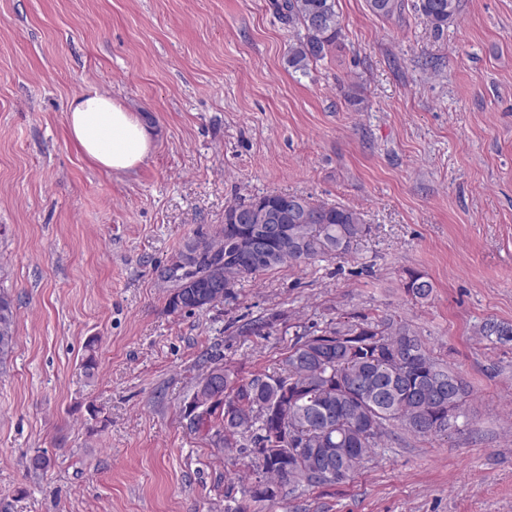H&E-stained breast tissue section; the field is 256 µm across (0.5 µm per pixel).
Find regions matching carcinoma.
Returning <instances> with one entry per match:
<instances>
[{"instance_id":"cac0c4a2","label":"carcinoma","mask_w":512,"mask_h":512,"mask_svg":"<svg viewBox=\"0 0 512 512\" xmlns=\"http://www.w3.org/2000/svg\"><path fill=\"white\" fill-rule=\"evenodd\" d=\"M373 13L390 17L401 8L400 0H368ZM276 14L297 30L288 49V66L307 73L310 65L325 59L341 37L336 0H273ZM421 15L438 33L455 20L460 0H418ZM297 213L293 233L299 245L284 250L278 243L267 257L251 263L237 260L239 238L247 225L224 228L221 237H199L185 245L162 271L170 288L172 313L200 311L210 296L230 289L244 278L291 262L300 264L318 255L341 256L367 234L360 212L344 206L314 203L308 197L269 192L232 205L224 211V223H236V215L266 210ZM402 288L417 302L433 293L432 281L423 273L405 270ZM17 309L11 295L0 290V362L12 353L16 341ZM451 375L448 365L434 357L417 332L406 322L392 318L330 322L322 329L294 333L282 371L243 378L231 368L216 365L213 376L199 382L188 405L190 426L212 433L215 447L234 448L248 459L251 481L240 498L225 512H250L252 502H275L286 487L327 484L316 473L322 461L308 452L299 453L285 444L259 461L253 449L279 436L292 435L308 449L342 448L331 459L340 478L356 472L371 456L388 426L420 435L448 430V407H463L470 391L465 381L438 402L428 390L427 374Z\"/></svg>"}]
</instances>
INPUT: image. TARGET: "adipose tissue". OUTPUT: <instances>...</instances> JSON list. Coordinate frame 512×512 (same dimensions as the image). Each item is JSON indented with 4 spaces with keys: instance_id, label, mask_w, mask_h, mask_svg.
Returning a JSON list of instances; mask_svg holds the SVG:
<instances>
[{
    "instance_id": "obj_1",
    "label": "adipose tissue",
    "mask_w": 512,
    "mask_h": 512,
    "mask_svg": "<svg viewBox=\"0 0 512 512\" xmlns=\"http://www.w3.org/2000/svg\"><path fill=\"white\" fill-rule=\"evenodd\" d=\"M66 122L75 145L108 171L135 168L151 149V130L122 103L96 90L70 102Z\"/></svg>"
}]
</instances>
